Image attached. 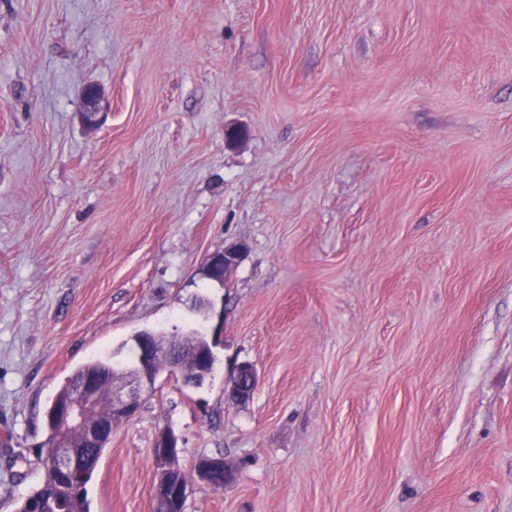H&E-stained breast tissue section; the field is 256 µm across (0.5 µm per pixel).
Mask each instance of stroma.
<instances>
[{
    "mask_svg": "<svg viewBox=\"0 0 512 512\" xmlns=\"http://www.w3.org/2000/svg\"><path fill=\"white\" fill-rule=\"evenodd\" d=\"M189 326L90 512L167 426L235 472L187 512H512V0H0V512L75 369ZM108 102L101 87L97 84L86 85L81 94V112L83 119L88 126H95L99 119L98 115L104 112ZM147 334L146 331L142 330L134 335L135 345L143 338H150L152 347L159 353L164 355H181L188 354L193 351L200 349L204 345L205 335L201 332L192 328L185 333V342L181 344V341L169 340L167 336L162 333H156L153 336H141ZM255 386L256 374L253 367L249 364H242L232 378L228 397L232 402H245L252 396Z\"/></svg>",
    "mask_w": 512,
    "mask_h": 512,
    "instance_id": "1",
    "label": "stroma"
}]
</instances>
